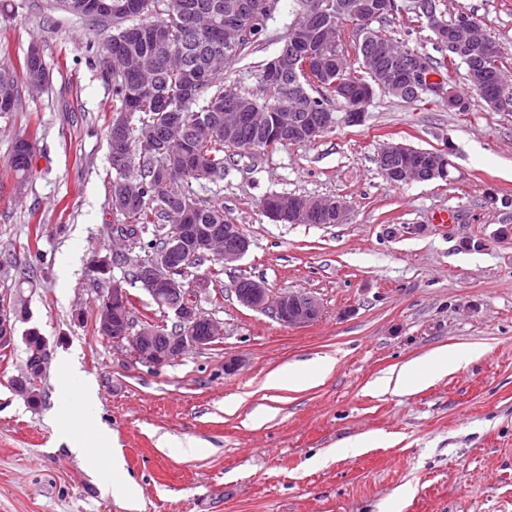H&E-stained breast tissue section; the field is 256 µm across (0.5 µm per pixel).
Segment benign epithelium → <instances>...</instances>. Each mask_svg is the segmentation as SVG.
I'll use <instances>...</instances> for the list:
<instances>
[{
	"mask_svg": "<svg viewBox=\"0 0 512 512\" xmlns=\"http://www.w3.org/2000/svg\"><path fill=\"white\" fill-rule=\"evenodd\" d=\"M392 3L394 0H367L360 6V18L376 16ZM449 44L484 55H493L496 52V46L474 34L471 25L465 20L455 24V32ZM39 54L40 50L36 46L29 51L32 68L31 78L27 84L31 89L39 88L45 83L39 65ZM295 67V52H279L269 61L266 75L286 88L288 76L294 73ZM384 78L391 91L406 95L424 84L426 71L421 58L411 55L400 58V67L386 73ZM290 92H295V88H290ZM244 123H249L259 130L260 143L267 138H276L287 143L315 139L331 125V115L328 112H310L301 123L288 125L277 121L266 112L224 113L226 132L236 131ZM408 149L409 146L395 142H387L381 146L378 161L391 183L447 177L445 160L440 156H434L426 164H415L408 160ZM332 211L338 216H346L345 201L338 199L333 203L324 204L317 199H311L300 207L278 202L268 208L265 214L275 223L286 220L294 224L303 213ZM183 247V238L171 237L160 252L148 261L140 263L137 269L139 286L152 300L158 301L162 297L178 299L177 304L167 306L164 314L171 317L173 325L180 327L179 331L165 334L160 327L153 324H146L134 333L125 329L122 321L126 320L131 294L129 289L124 287L122 280L110 283L107 288V300L98 307L99 331L114 343L125 340L130 342L135 358L150 367H162L191 351L205 349L222 335L218 322L205 316L198 304L200 295L206 291V279L198 277L187 287L181 278L175 276ZM249 247L250 240L239 225H224V263L240 260L248 252ZM234 293L243 306L268 314L278 322L291 327L314 323L322 314L321 304L315 296L296 291L274 293L262 280L250 279L241 282L234 286ZM19 318L21 315L15 303L9 300L0 303L1 350H10L14 347L16 322ZM32 332L34 329L30 328L22 335L28 356L25 371L11 379V386L17 392L36 385V381L30 377V372L45 368L49 359L48 338L41 334L39 343L32 345L29 343Z\"/></svg>",
	"mask_w": 512,
	"mask_h": 512,
	"instance_id": "1",
	"label": "benign epithelium"
}]
</instances>
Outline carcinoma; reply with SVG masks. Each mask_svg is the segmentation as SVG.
<instances>
[{"mask_svg":"<svg viewBox=\"0 0 512 512\" xmlns=\"http://www.w3.org/2000/svg\"><path fill=\"white\" fill-rule=\"evenodd\" d=\"M82 6L77 15L112 26V36L106 50L132 63L150 58L154 63L153 83L139 82L138 74L128 70L112 73L113 93L120 102L117 116L125 118L127 129L124 138L109 136V157L116 179L112 187L122 183L134 194L123 208L111 200L112 209L128 220L127 233L137 238L145 256L156 253L168 236L182 224H206L224 229L230 220L224 217V208L218 204H205L192 192L193 183L205 185L224 177V149L238 152L249 150V143L259 133L251 126H242L229 136L224 131V112L232 107L237 112H278L291 121H297L306 112L331 111L334 99H343L346 110L357 104L342 98L332 84L345 82L358 87H379L377 68L394 67V57L369 60L363 53V42L384 45L402 56L410 51L397 41L382 35L369 24L355 18L353 5L360 0H300L301 17L288 30L286 40L301 36L307 29L312 13L319 14L321 22L335 31V40L320 44L314 50L330 58L328 71L313 82L299 74L302 86L310 91L300 99L286 96L278 83L266 78V65H261L260 81L273 93V101L260 105L256 99L242 91L224 86V69H208L205 74L189 82L188 70L207 66L202 47L224 49V27L205 32L191 29L190 15L197 5L213 6L219 21L238 19L242 5L251 0H138L139 15H153L147 22L149 32H139L138 24H128L130 18L114 15L108 17L89 8L90 0H73ZM356 23L355 41L349 45L342 36L343 23ZM265 16L252 18L249 37L239 41L232 53L223 56V64L240 58L258 39L263 30ZM194 43L191 53L183 63L173 61L172 54L185 40ZM354 48L356 61L349 59V48ZM498 57L472 59L466 53L452 48L448 55L434 59L424 56L429 72L444 70L457 72L465 67V79L478 91L486 103L495 96L507 97L512 112V84L502 83L504 74L497 65ZM26 149L14 143L10 168L17 183L24 185L31 172V163L25 160Z\"/></svg>","mask_w":512,"mask_h":512,"instance_id":"cac0c4a2","label":"carcinoma"}]
</instances>
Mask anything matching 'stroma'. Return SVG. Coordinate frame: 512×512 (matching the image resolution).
I'll list each match as a JSON object with an SVG mask.
<instances>
[{
  "instance_id": "35a3bbf8",
  "label": "stroma",
  "mask_w": 512,
  "mask_h": 512,
  "mask_svg": "<svg viewBox=\"0 0 512 512\" xmlns=\"http://www.w3.org/2000/svg\"><path fill=\"white\" fill-rule=\"evenodd\" d=\"M396 2L399 14L372 29L445 54L426 22L411 23L415 0ZM440 8L449 19L477 15L512 76V0ZM298 9L279 0L255 46L225 67V85L270 100L258 67ZM111 34L57 0H0V65L23 79L35 43L48 70L42 89H23L16 109L0 112V300L21 296L17 332L35 327L50 343L35 408L10 386L26 366L24 343L0 351V512H512V112L492 111L463 74L434 72L430 82L451 85L466 111L441 95L409 102L379 90L360 123H347L335 100L338 124L315 142L225 157L223 179L194 188L251 241L242 259L198 269L209 277L201 309L224 335L151 368L95 327L110 278L126 274L89 270L124 221L109 204L119 107L102 66ZM21 136L35 142L22 186L9 166ZM387 141L448 151L449 179L390 184L377 162ZM270 194L335 196L348 219L277 224L261 209ZM444 212L451 222H438ZM22 271L33 287L17 289ZM242 277L311 293L322 315L298 328L250 310L233 292ZM452 345L484 351L418 389H373L394 367ZM62 356L77 375L65 377ZM232 358L238 366L225 373ZM323 359L334 367L312 387L265 385L284 366ZM86 381L98 396L90 423L111 431L120 473L103 468L106 449L81 457L55 438L56 422L74 414L61 384ZM359 437L373 447L350 448ZM108 478L127 494L106 491Z\"/></svg>"
}]
</instances>
